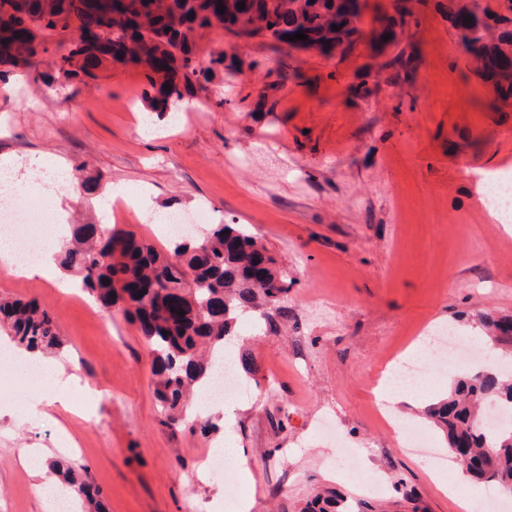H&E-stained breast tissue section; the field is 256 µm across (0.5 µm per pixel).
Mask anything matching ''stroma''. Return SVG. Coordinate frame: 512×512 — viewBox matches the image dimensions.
I'll list each match as a JSON object with an SVG mask.
<instances>
[{
	"label": "stroma",
	"instance_id": "stroma-1",
	"mask_svg": "<svg viewBox=\"0 0 512 512\" xmlns=\"http://www.w3.org/2000/svg\"><path fill=\"white\" fill-rule=\"evenodd\" d=\"M421 0L415 80L362 100L350 92L372 60L306 59L298 76L276 75L275 54L234 48L240 71L196 86L181 126L157 114L158 137L138 133L143 83L117 70L97 81L48 86L0 67V159L83 160L95 195L65 205L68 222L106 224L168 252L153 215L198 212L203 224H246L294 284L275 332L238 324L235 345L257 372L251 395L225 404L209 435L165 424L150 359L136 325L103 315L79 286L0 271V301L36 300L55 315L51 356L93 388L88 409L22 412L26 386L0 374V512H44L38 482L20 461L66 457L87 472L107 512H300L315 488L335 487L368 512H460L483 484L456 460L434 474L374 415L364 376L438 326L477 340L482 316H512V234L479 206L475 172L512 169V107L497 112L436 10ZM143 207H105L113 188ZM451 375L428 374L399 406L409 427L445 442L423 411ZM240 450L237 491L201 467L214 443ZM363 457L382 493L349 470L337 439Z\"/></svg>",
	"mask_w": 512,
	"mask_h": 512
}]
</instances>
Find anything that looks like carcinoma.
Wrapping results in <instances>:
<instances>
[{
    "mask_svg": "<svg viewBox=\"0 0 512 512\" xmlns=\"http://www.w3.org/2000/svg\"><path fill=\"white\" fill-rule=\"evenodd\" d=\"M251 2L273 17L274 32L298 33L294 27L298 0ZM419 2L409 0L395 15L369 19L354 0H304L307 39L288 42V69L298 71L302 55L313 45L322 46L327 58L343 62L366 34L374 50L388 43L394 51L374 73H365L353 88L354 96L368 99L382 83L411 84L417 53L412 42L401 43L398 34L416 33ZM222 3L130 0L129 7L116 14L109 0H0V14L11 19L0 24V65L25 69L33 81L47 84L51 79L39 72L36 61L40 53L57 57L71 80H96L112 69L135 68L145 84L142 100L153 112H168L173 103L193 96L195 83L214 76L213 69L199 60L201 40L223 31L225 18L214 11L218 26L195 39L181 27L191 21L189 15ZM436 8L469 56L473 75L490 89L494 109L511 104L512 12L499 11L497 0H438ZM466 17L472 21L464 22ZM334 25L340 30H332ZM387 34L391 38L385 41ZM86 168L84 161L72 165L81 194L95 190V184L84 178ZM257 246L245 224H214L200 237H178L165 255L130 232L99 224L73 225L71 237L60 245V266L79 275L82 287L107 313L115 308L138 325L157 376L155 393L166 424L209 434L210 419H190L186 412L190 397L214 374L213 356L224 353L244 315H259L267 328L285 316L288 275L270 256L266 276L254 279L250 251ZM105 278L109 283H103ZM131 278H152L158 288L150 295L126 297L124 284ZM174 291L186 296L182 316L164 311ZM0 324L21 347L41 351L59 345L53 316L33 300L1 301ZM481 325L501 354L512 355V318L487 316ZM489 402L512 407V378L495 364L457 376L448 394L427 406L425 416L443 431L448 447L465 449L472 479L511 496L512 426L478 423V411ZM50 468L58 481L77 491L84 512H106L100 490L72 466L54 460ZM344 506L340 495L325 491L314 497L307 512H344Z\"/></svg>",
    "mask_w": 512,
    "mask_h": 512,
    "instance_id": "carcinoma-1",
    "label": "carcinoma"
}]
</instances>
